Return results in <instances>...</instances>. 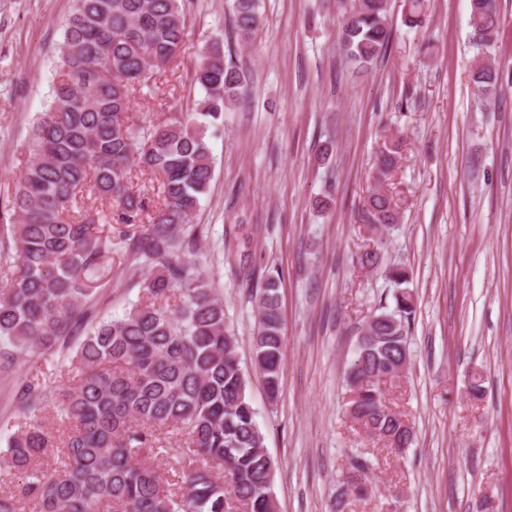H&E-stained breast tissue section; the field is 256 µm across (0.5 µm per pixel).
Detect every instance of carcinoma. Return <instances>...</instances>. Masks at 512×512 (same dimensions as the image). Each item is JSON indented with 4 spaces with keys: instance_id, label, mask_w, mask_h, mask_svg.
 I'll use <instances>...</instances> for the list:
<instances>
[{
    "instance_id": "obj_1",
    "label": "carcinoma",
    "mask_w": 512,
    "mask_h": 512,
    "mask_svg": "<svg viewBox=\"0 0 512 512\" xmlns=\"http://www.w3.org/2000/svg\"><path fill=\"white\" fill-rule=\"evenodd\" d=\"M57 57L48 111L33 122L31 160L9 201L0 233V372H24L14 431L0 450V512H278L275 464L249 395L238 338L213 288L216 272L192 259L204 236L193 223L213 179L201 128L221 123L244 99L245 72L221 47L205 49L195 81L203 97L163 122L133 119L132 99L180 53L185 0H74ZM390 0H349L338 40L359 69L394 39ZM234 33L254 38L260 0H229ZM478 60L472 82L489 95L504 70L488 48L500 24L497 0H471ZM425 0H408L403 23L424 27ZM400 143L377 152L374 188L359 213L372 236L399 221L388 193ZM157 181L152 200L131 180L132 164ZM99 207H94L95 203ZM129 270H148L138 300L120 317L90 314L106 285L114 244ZM394 308L359 331L346 384L348 410L373 440L396 454L414 430L382 402V385L405 365L415 300L409 272L385 268ZM280 279L251 293L258 321L253 365L269 403L283 365ZM73 382L57 393L40 383L44 366ZM56 413V436L35 413ZM177 459L174 477L148 459ZM56 458L49 464L47 457ZM370 459L344 485L362 497ZM21 482H7L12 472Z\"/></svg>"
}]
</instances>
